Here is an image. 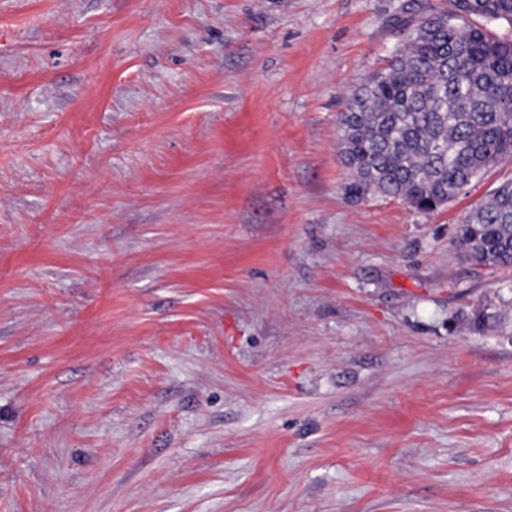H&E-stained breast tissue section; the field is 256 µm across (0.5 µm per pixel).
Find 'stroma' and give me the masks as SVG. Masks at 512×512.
I'll return each instance as SVG.
<instances>
[{"instance_id":"obj_1","label":"stroma","mask_w":512,"mask_h":512,"mask_svg":"<svg viewBox=\"0 0 512 512\" xmlns=\"http://www.w3.org/2000/svg\"><path fill=\"white\" fill-rule=\"evenodd\" d=\"M410 1L0 0V512H512V158L344 193ZM456 242L475 267H512V183L499 187L482 207L459 224Z\"/></svg>"}]
</instances>
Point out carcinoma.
Segmentation results:
<instances>
[{"mask_svg":"<svg viewBox=\"0 0 512 512\" xmlns=\"http://www.w3.org/2000/svg\"><path fill=\"white\" fill-rule=\"evenodd\" d=\"M394 21L402 40L387 65L345 95L344 191L430 212L512 158V36L490 30L512 26V0H452L418 15L407 4ZM456 242L472 266L512 267V183L468 214Z\"/></svg>","mask_w":512,"mask_h":512,"instance_id":"1","label":"carcinoma"}]
</instances>
